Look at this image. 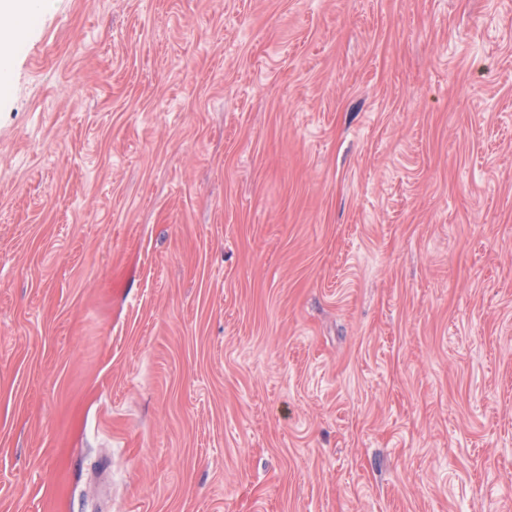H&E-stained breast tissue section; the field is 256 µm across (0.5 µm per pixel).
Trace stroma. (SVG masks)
Segmentation results:
<instances>
[{"label": "stroma", "mask_w": 512, "mask_h": 512, "mask_svg": "<svg viewBox=\"0 0 512 512\" xmlns=\"http://www.w3.org/2000/svg\"><path fill=\"white\" fill-rule=\"evenodd\" d=\"M0 84V512H512V0H59Z\"/></svg>", "instance_id": "35a3bbf8"}]
</instances>
